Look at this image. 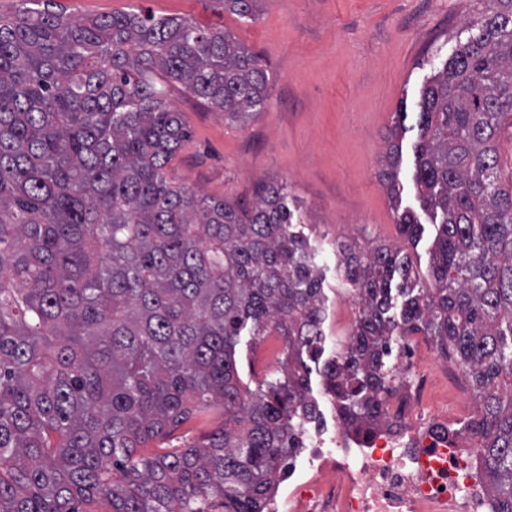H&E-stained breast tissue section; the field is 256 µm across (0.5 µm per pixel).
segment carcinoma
I'll list each match as a JSON object with an SVG mask.
<instances>
[{"mask_svg":"<svg viewBox=\"0 0 512 512\" xmlns=\"http://www.w3.org/2000/svg\"><path fill=\"white\" fill-rule=\"evenodd\" d=\"M256 20L261 0H221ZM477 34L424 87L415 172L439 220L429 276L398 249L339 246L360 314L323 363L350 424L386 414L391 342L450 349L477 399L461 431L497 512H512V0H476ZM55 0L0 15V512H264L316 415L305 358L324 354L319 257L287 186L251 207L174 182L189 130L169 87L247 122L265 109L261 57L222 28L142 10L73 19ZM402 125L380 177L398 197ZM400 233L419 239L409 210ZM398 312H393L394 308ZM283 340L244 380L243 353ZM199 442L138 449L194 415Z\"/></svg>","mask_w":512,"mask_h":512,"instance_id":"cac0c4a2","label":"carcinoma"}]
</instances>
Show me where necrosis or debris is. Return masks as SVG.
<instances>
[{
	"mask_svg": "<svg viewBox=\"0 0 512 512\" xmlns=\"http://www.w3.org/2000/svg\"><path fill=\"white\" fill-rule=\"evenodd\" d=\"M392 401L361 436L337 411H318L302 425L298 469L266 499V512H495L469 439L448 436V411L425 400L439 364L416 341H394Z\"/></svg>",
	"mask_w": 512,
	"mask_h": 512,
	"instance_id": "necrosis-or-debris-1",
	"label": "necrosis or debris"
}]
</instances>
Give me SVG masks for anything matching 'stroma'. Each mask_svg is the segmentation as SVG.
<instances>
[{"mask_svg": "<svg viewBox=\"0 0 512 512\" xmlns=\"http://www.w3.org/2000/svg\"><path fill=\"white\" fill-rule=\"evenodd\" d=\"M73 18L137 7L155 16H189L221 27L259 54L269 76L264 112L234 125L171 85L190 137L173 160L171 178L202 194L250 206L264 183L287 186L299 229L319 250L327 297L326 336L353 316L340 307L346 286L336 245L356 250L385 244L427 275L436 228L421 212L413 180L415 113L424 86L473 34L475 0H265L250 21L224 11L219 0H57ZM400 196L391 200L379 178L398 113ZM417 211L425 230L408 240L397 209Z\"/></svg>", "mask_w": 512, "mask_h": 512, "instance_id": "1", "label": "stroma"}]
</instances>
